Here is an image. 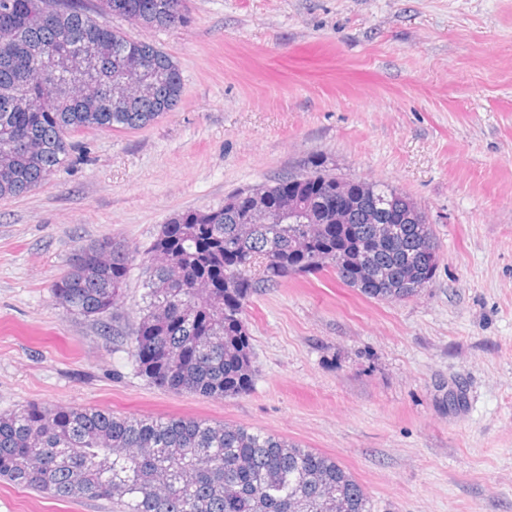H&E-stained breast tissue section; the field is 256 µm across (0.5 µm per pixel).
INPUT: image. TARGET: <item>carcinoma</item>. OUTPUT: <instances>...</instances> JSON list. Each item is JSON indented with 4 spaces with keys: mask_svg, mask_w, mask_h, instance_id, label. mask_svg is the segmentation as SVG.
Wrapping results in <instances>:
<instances>
[{
    "mask_svg": "<svg viewBox=\"0 0 512 512\" xmlns=\"http://www.w3.org/2000/svg\"><path fill=\"white\" fill-rule=\"evenodd\" d=\"M0 10V199L21 197L67 160L71 136L141 129L182 100L179 67L108 23L168 27L179 0H21ZM350 191L342 224L311 179ZM281 176L178 213L143 255L105 236L78 247L51 287L71 314L117 310L130 268L146 264L142 315L116 337L134 371L173 392L224 398L252 380L245 307L257 289L330 268L378 301L417 296L434 277L433 226L409 195L379 181L336 183L326 167ZM0 480L112 512H372L335 459L276 435L192 418L142 419L30 403L0 413Z\"/></svg>",
    "mask_w": 512,
    "mask_h": 512,
    "instance_id": "obj_1",
    "label": "carcinoma"
}]
</instances>
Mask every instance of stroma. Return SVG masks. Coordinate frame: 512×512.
Returning a JSON list of instances; mask_svg holds the SVG:
<instances>
[{
  "mask_svg": "<svg viewBox=\"0 0 512 512\" xmlns=\"http://www.w3.org/2000/svg\"><path fill=\"white\" fill-rule=\"evenodd\" d=\"M112 27L168 54L178 106L86 130L0 200V412L30 402L262 430L336 458L373 512H512V0H186L182 23ZM320 161L425 209L440 261L405 301L327 269L246 307L253 381L206 399L135 374L50 287L80 245L140 249L175 214ZM133 264L113 319L139 321ZM0 512H112L0 482Z\"/></svg>",
  "mask_w": 512,
  "mask_h": 512,
  "instance_id": "stroma-1",
  "label": "stroma"
}]
</instances>
